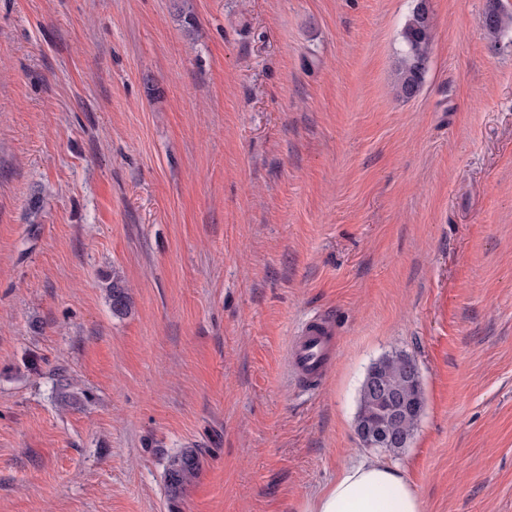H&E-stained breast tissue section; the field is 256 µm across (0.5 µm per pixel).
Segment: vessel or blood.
<instances>
[{
  "label": "vessel or blood",
  "mask_w": 512,
  "mask_h": 512,
  "mask_svg": "<svg viewBox=\"0 0 512 512\" xmlns=\"http://www.w3.org/2000/svg\"><path fill=\"white\" fill-rule=\"evenodd\" d=\"M337 352L335 323L324 315L312 317L291 340L288 358L290 372L302 385L318 387L335 362Z\"/></svg>",
  "instance_id": "obj_1"
}]
</instances>
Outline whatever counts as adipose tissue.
Instances as JSON below:
<instances>
[{"mask_svg":"<svg viewBox=\"0 0 512 512\" xmlns=\"http://www.w3.org/2000/svg\"><path fill=\"white\" fill-rule=\"evenodd\" d=\"M302 512H423V503L400 469L362 459L308 498Z\"/></svg>","mask_w":512,"mask_h":512,"instance_id":"1","label":"adipose tissue"}]
</instances>
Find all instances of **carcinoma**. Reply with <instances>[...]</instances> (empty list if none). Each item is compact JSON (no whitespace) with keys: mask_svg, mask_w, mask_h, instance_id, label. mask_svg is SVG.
<instances>
[{"mask_svg":"<svg viewBox=\"0 0 512 512\" xmlns=\"http://www.w3.org/2000/svg\"><path fill=\"white\" fill-rule=\"evenodd\" d=\"M482 32L499 40L512 33V11L501 0H487L482 14ZM433 17L429 0H414V5L401 31V45L396 68V96L409 100L420 91L427 73L432 45ZM108 300L112 313L120 316L130 309L128 288L122 278L114 273L108 287ZM408 355L387 354L370 366V370L383 377L396 388L405 387L399 376ZM199 453L195 448H184L167 458L166 482L172 498H177L182 488L198 475Z\"/></svg>","mask_w":512,"mask_h":512,"instance_id":"obj_1","label":"carcinoma"}]
</instances>
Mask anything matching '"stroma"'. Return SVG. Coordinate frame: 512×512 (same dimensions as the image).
I'll use <instances>...</instances> for the list:
<instances>
[{"instance_id":"stroma-1","label":"stroma","mask_w":512,"mask_h":512,"mask_svg":"<svg viewBox=\"0 0 512 512\" xmlns=\"http://www.w3.org/2000/svg\"><path fill=\"white\" fill-rule=\"evenodd\" d=\"M413 4L0 0V512H301L394 352L426 405L377 459L423 512H512V34L429 0L406 101ZM414 2L401 31L396 68V96L405 100L415 97L424 83L432 45L433 17L429 1ZM108 300L114 315H126L130 309V296L128 288L122 278L114 273L108 287ZM336 325L318 315L308 319L292 337L288 366L294 379L308 388L318 387L336 360ZM199 453L195 448H184L167 458L166 482L172 498H177L182 488L198 475Z\"/></svg>"}]
</instances>
